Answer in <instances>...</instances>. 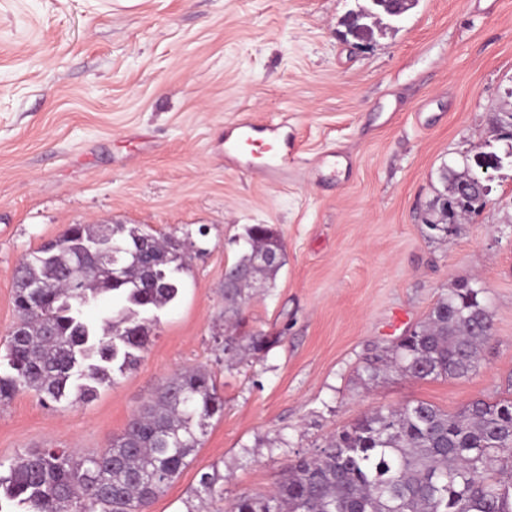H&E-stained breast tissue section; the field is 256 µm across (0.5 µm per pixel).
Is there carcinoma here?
<instances>
[{"label": "carcinoma", "mask_w": 512, "mask_h": 512, "mask_svg": "<svg viewBox=\"0 0 512 512\" xmlns=\"http://www.w3.org/2000/svg\"><path fill=\"white\" fill-rule=\"evenodd\" d=\"M394 0H368L348 28L373 35L378 18L396 21ZM482 159L440 170L444 193L427 224L446 239L467 212L484 206L471 181ZM468 202L444 220L443 202L464 182ZM101 224H71L54 241L28 253L15 275L19 323L8 341L0 400L33 390L45 402L93 396L139 358L149 343L151 314L176 299L189 245L138 226L112 224L119 263L94 265L75 248L98 236ZM246 249L224 274V317L240 314L244 291L272 281L285 264L284 244L267 224L245 231ZM40 281L36 295L28 284ZM108 295L120 302L101 328L86 313ZM493 318L479 288L458 282L428 320L389 349L365 360L359 379L374 383L381 368L403 376L461 379L477 372L492 337ZM279 342L261 332L224 337V351L260 354ZM224 413L210 370L198 367L166 380L129 420L112 446L94 456L59 448L27 451L0 474V491L17 512H147L202 445L209 421ZM203 474L194 497L216 492ZM231 512H512V399H474L448 414L427 402L380 408L344 427L310 455L291 460L267 495L239 497Z\"/></svg>", "instance_id": "obj_1"}]
</instances>
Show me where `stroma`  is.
Here are the masks:
<instances>
[{"label": "stroma", "mask_w": 512, "mask_h": 512, "mask_svg": "<svg viewBox=\"0 0 512 512\" xmlns=\"http://www.w3.org/2000/svg\"><path fill=\"white\" fill-rule=\"evenodd\" d=\"M362 2L0 0V358L19 262L69 225L194 244L136 366L87 400L25 390L0 403V462L28 448L100 453L166 378L204 366L224 414L147 512H187L211 470L219 493L202 512H229L377 408L512 397V163L455 235L426 226L443 165L480 139L504 149L489 118L512 112V0H418L366 42L344 25ZM283 115L286 179L225 162L235 124ZM326 150L347 164L331 156L313 175ZM251 224L275 229L286 261L238 327L278 342L244 359L224 352V273ZM463 279L483 285L493 314L479 372L361 385L365 358Z\"/></svg>", "instance_id": "obj_1"}]
</instances>
